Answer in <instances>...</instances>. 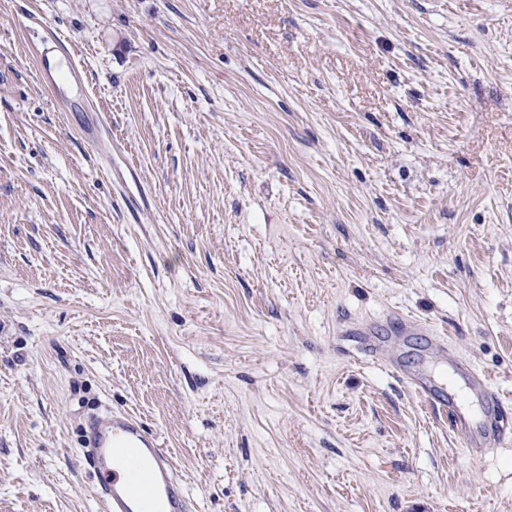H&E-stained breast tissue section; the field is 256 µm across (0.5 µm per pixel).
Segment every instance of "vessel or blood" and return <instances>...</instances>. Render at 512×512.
<instances>
[{"instance_id":"1","label":"vessel or blood","mask_w":512,"mask_h":512,"mask_svg":"<svg viewBox=\"0 0 512 512\" xmlns=\"http://www.w3.org/2000/svg\"><path fill=\"white\" fill-rule=\"evenodd\" d=\"M36 65L40 81L57 101L70 109L82 105L85 75L70 51L42 48ZM452 376L483 401L476 412L458 399L435 404L466 448L479 455L512 438V413L487 377L458 356L452 359ZM85 457L99 476L107 512H188L185 486L158 436L132 415L112 412L93 418Z\"/></svg>"}]
</instances>
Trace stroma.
Returning a JSON list of instances; mask_svg holds the SVG:
<instances>
[{"instance_id": "1", "label": "stroma", "mask_w": 512, "mask_h": 512, "mask_svg": "<svg viewBox=\"0 0 512 512\" xmlns=\"http://www.w3.org/2000/svg\"><path fill=\"white\" fill-rule=\"evenodd\" d=\"M452 350L512 400V0H0V512H106L107 411L191 512H512L396 376ZM39 79L52 96L68 109L83 107L81 93H87L84 70L68 50L43 47L37 52Z\"/></svg>"}]
</instances>
